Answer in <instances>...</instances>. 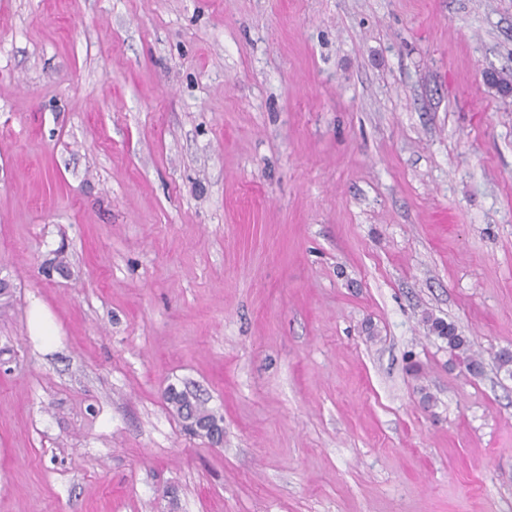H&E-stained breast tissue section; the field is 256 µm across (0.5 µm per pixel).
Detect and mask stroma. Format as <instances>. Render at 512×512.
I'll use <instances>...</instances> for the list:
<instances>
[{"instance_id":"1","label":"stroma","mask_w":512,"mask_h":512,"mask_svg":"<svg viewBox=\"0 0 512 512\" xmlns=\"http://www.w3.org/2000/svg\"><path fill=\"white\" fill-rule=\"evenodd\" d=\"M489 72L512 0H0V512H512ZM30 332L32 336H40L46 346H50L55 341L56 333L53 331L47 314L39 307L34 306L29 319ZM429 330L436 335L438 339L446 342L448 350L457 358L463 360L468 365L473 374H479L481 364L476 359L472 351V344L466 336L460 335L455 326L437 319L427 318ZM166 400L171 405L172 410L185 421L187 420L183 410L190 408L200 420L207 419L212 423H215L217 420L216 415L205 406V403L187 391H178L175 388H170L167 392Z\"/></svg>"}]
</instances>
